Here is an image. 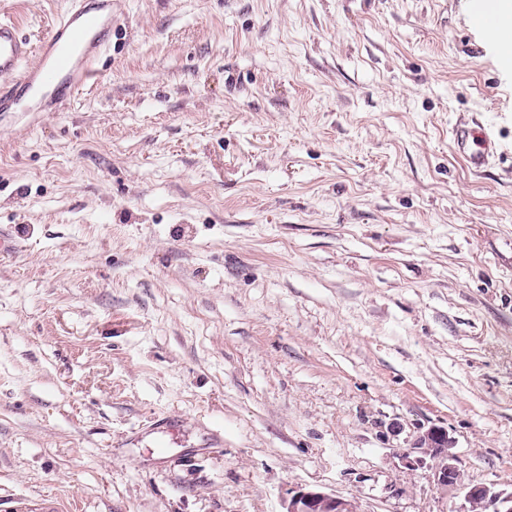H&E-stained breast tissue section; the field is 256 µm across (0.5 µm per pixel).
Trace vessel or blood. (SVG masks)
Instances as JSON below:
<instances>
[{"label":"vessel or blood","mask_w":512,"mask_h":512,"mask_svg":"<svg viewBox=\"0 0 512 512\" xmlns=\"http://www.w3.org/2000/svg\"><path fill=\"white\" fill-rule=\"evenodd\" d=\"M473 16L486 28L499 17L495 0H472ZM124 0H70L68 9L38 41L23 37L11 13L0 5V126L40 108L57 111L78 96L83 87L99 78V60L106 49V35ZM457 152L468 168L481 172L495 143L483 137L480 149L470 146L466 126L453 131Z\"/></svg>","instance_id":"b4317fda"}]
</instances>
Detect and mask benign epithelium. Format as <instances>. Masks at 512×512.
Here are the masks:
<instances>
[{
	"mask_svg": "<svg viewBox=\"0 0 512 512\" xmlns=\"http://www.w3.org/2000/svg\"><path fill=\"white\" fill-rule=\"evenodd\" d=\"M448 431L430 427L403 452L405 465L412 470L427 467L436 488L459 500L456 512H512V491L485 484L467 483L449 452ZM285 512H359L354 501L318 490L298 489L288 494Z\"/></svg>",
	"mask_w": 512,
	"mask_h": 512,
	"instance_id": "1",
	"label": "benign epithelium"
}]
</instances>
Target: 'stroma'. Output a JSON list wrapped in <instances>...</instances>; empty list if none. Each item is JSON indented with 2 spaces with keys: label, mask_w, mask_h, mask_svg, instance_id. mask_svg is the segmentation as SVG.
<instances>
[{
  "label": "stroma",
  "mask_w": 512,
  "mask_h": 512,
  "mask_svg": "<svg viewBox=\"0 0 512 512\" xmlns=\"http://www.w3.org/2000/svg\"><path fill=\"white\" fill-rule=\"evenodd\" d=\"M469 2L126 0L100 80L0 127V512H454L401 458L433 426L512 489V69ZM67 6L9 0L33 40ZM452 133L456 150L463 157L467 167L473 172H481L488 157L494 153L495 142L488 135H484L481 150H474L470 147V132L464 124L457 126ZM284 512H360L354 501L318 490L290 491Z\"/></svg>",
  "instance_id": "obj_1"
}]
</instances>
